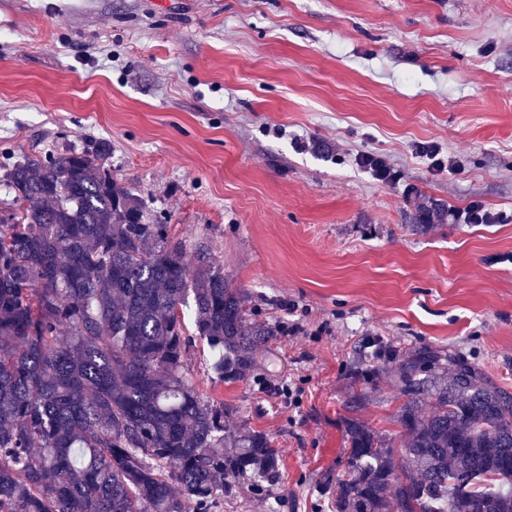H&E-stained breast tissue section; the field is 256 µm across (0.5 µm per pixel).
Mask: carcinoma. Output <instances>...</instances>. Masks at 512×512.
<instances>
[{
  "mask_svg": "<svg viewBox=\"0 0 512 512\" xmlns=\"http://www.w3.org/2000/svg\"><path fill=\"white\" fill-rule=\"evenodd\" d=\"M111 145L28 156L0 221V512H209L278 459L187 378L192 340L235 382L274 331L198 250L186 260L106 162ZM415 229L441 211L420 200ZM400 451L347 426L334 512H512V392L448 357L402 364Z\"/></svg>",
  "mask_w": 512,
  "mask_h": 512,
  "instance_id": "1",
  "label": "carcinoma"
}]
</instances>
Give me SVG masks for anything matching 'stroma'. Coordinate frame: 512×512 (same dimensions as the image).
Instances as JSON below:
<instances>
[{
    "label": "stroma",
    "instance_id": "obj_1",
    "mask_svg": "<svg viewBox=\"0 0 512 512\" xmlns=\"http://www.w3.org/2000/svg\"><path fill=\"white\" fill-rule=\"evenodd\" d=\"M99 139L275 331L236 382L188 366L281 461L218 512H329L316 489L343 473L348 422L400 445L397 368L423 350L512 390V223L450 216L512 212V0H0V177ZM416 196L446 210L421 233ZM356 161L379 182H393L396 179L397 172L381 155L364 152L357 155ZM454 217L459 224H509L512 222V214L491 212L482 203L476 202L457 211Z\"/></svg>",
    "mask_w": 512,
    "mask_h": 512
}]
</instances>
